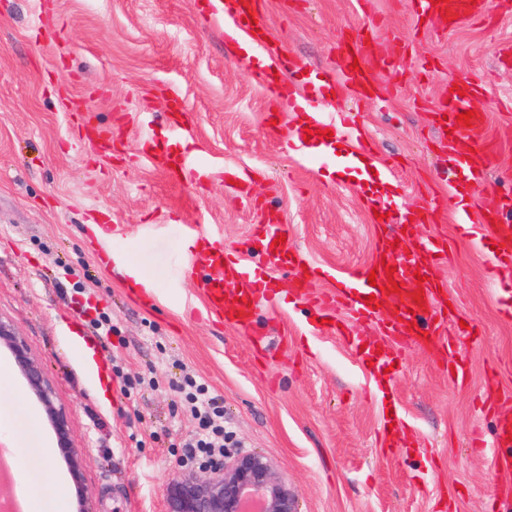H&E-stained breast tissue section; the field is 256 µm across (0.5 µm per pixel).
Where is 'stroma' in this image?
Instances as JSON below:
<instances>
[{
  "mask_svg": "<svg viewBox=\"0 0 512 512\" xmlns=\"http://www.w3.org/2000/svg\"><path fill=\"white\" fill-rule=\"evenodd\" d=\"M260 11L268 41L297 59L298 72L282 76L297 99L339 67L340 40L392 60L380 102L355 106L341 82L325 103L329 117L359 109L339 147L286 149L296 110L268 128L265 74L246 68L214 0H0V320L40 363L82 461L73 480L42 404L12 370L0 380V448L23 463L0 468V496L13 500L21 479L40 489L42 512H78L83 499L94 512H165L172 479L191 468L183 439L195 421L178 392L191 377L221 399L225 429L288 478L299 512H495L512 469L471 438L494 432L487 394L512 412V271L488 272L495 241L480 196L457 202L461 176L437 112L449 80L481 86L474 105L488 123L462 145L498 143L487 186L501 187L512 175V58L501 53L512 46V0L442 33L416 24L413 0H262ZM172 99L187 117L177 139ZM170 141L209 177L171 180L153 162ZM364 145L393 173L384 222L361 182L336 176ZM230 177L243 193L225 187ZM435 199L414 233L448 241L437 274L455 300L448 327L470 369L466 390L421 349L399 354L385 379L366 371L344 337L323 332L313 304L295 299L288 270L264 268L255 242L264 213H277L315 269L316 295L361 271L379 238ZM202 234L280 290L250 332L204 313L188 268ZM114 253L153 293L130 286ZM101 317L112 322L104 337ZM391 417L416 448L395 447ZM49 466L60 486H43Z\"/></svg>",
  "mask_w": 512,
  "mask_h": 512,
  "instance_id": "1",
  "label": "stroma"
}]
</instances>
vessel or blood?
I'll use <instances>...</instances> for the list:
<instances>
[{
    "mask_svg": "<svg viewBox=\"0 0 512 512\" xmlns=\"http://www.w3.org/2000/svg\"><path fill=\"white\" fill-rule=\"evenodd\" d=\"M423 14L438 21L447 17L452 27H459L479 21L487 10L488 0H441L432 4L431 0H418ZM338 53L345 65L344 78L360 99L376 97V77L367 65H355L354 59L359 51L356 44L343 41L338 45ZM336 87V78L328 74L309 81L304 101L314 105L326 100ZM269 97L273 103L283 107H297L292 87L277 81L267 85ZM478 95L474 82H459L457 91L445 92L441 100V128L447 129L450 136L445 144L461 172L473 184L474 190L483 194V220L493 230L499 252L495 255V270L512 269V225L503 223L504 215L512 213V192L487 190L486 177L494 163L493 154L485 148L474 151H462L458 148V137L465 128L481 130L487 116L478 112L470 125H462L457 117L472 109V101ZM162 167H173L175 173L190 170L197 178H204L206 168L190 165L189 161L176 152H168L158 160ZM260 245L272 263L277 266H289L296 270L298 285H305L308 274L304 272L306 258L281 238L286 233L284 224L276 216H269L265 224L260 225ZM446 255V247L438 240L419 241L411 234H399L398 237H381L367 263L345 287L335 291H325L314 299L318 318L324 319L325 331L340 333L336 324V313L340 308H349L355 319L369 321L378 318L376 305L384 300L394 303L393 315L381 320L384 335L382 341L368 344L361 350L362 364L371 365L374 371H382L391 355L402 352L411 346L428 345L436 350L443 367L448 370L449 382L457 388L469 385L467 365L458 360L454 346L448 335L449 296L442 289L443 282L436 274L439 262ZM194 263L203 270L210 271L209 279L204 280L202 293L204 307L208 315L221 319L225 325L239 330H248L253 318V305L259 299L274 300L276 290L270 281L242 270L232 253L221 244H213L209 251L196 254ZM395 266V273H387V266ZM399 282V292H387L389 281ZM423 289L422 301H414L416 289ZM379 319V318H378Z\"/></svg>",
    "mask_w": 512,
    "mask_h": 512,
    "instance_id": "b4317fda",
    "label": "vessel or blood"
}]
</instances>
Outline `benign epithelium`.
<instances>
[{
    "instance_id": "1",
    "label": "benign epithelium",
    "mask_w": 512,
    "mask_h": 512,
    "mask_svg": "<svg viewBox=\"0 0 512 512\" xmlns=\"http://www.w3.org/2000/svg\"><path fill=\"white\" fill-rule=\"evenodd\" d=\"M2 343L10 348L16 367L44 405L58 448L69 460L75 479H80L81 463L70 442L65 412L54 405L52 389L24 340L0 320ZM255 495L261 501L259 512H298L295 488L271 460L259 452L238 450L224 454V461L210 466L203 475L189 473L174 478L167 512H246L247 499Z\"/></svg>"
}]
</instances>
